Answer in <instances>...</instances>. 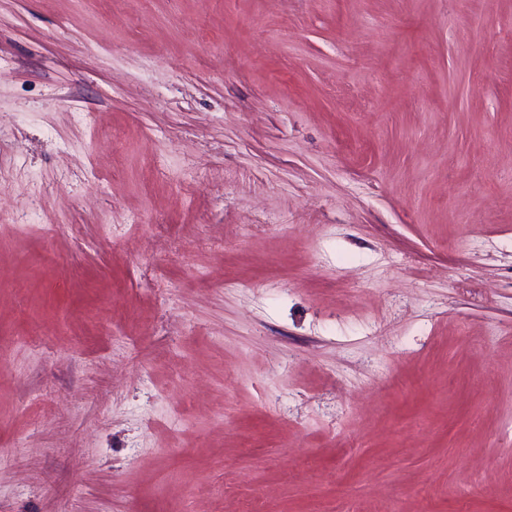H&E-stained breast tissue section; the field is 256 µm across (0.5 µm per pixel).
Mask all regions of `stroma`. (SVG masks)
Segmentation results:
<instances>
[{
    "label": "stroma",
    "instance_id": "35a3bbf8",
    "mask_svg": "<svg viewBox=\"0 0 512 512\" xmlns=\"http://www.w3.org/2000/svg\"><path fill=\"white\" fill-rule=\"evenodd\" d=\"M0 512H512V0H0Z\"/></svg>",
    "mask_w": 512,
    "mask_h": 512
}]
</instances>
